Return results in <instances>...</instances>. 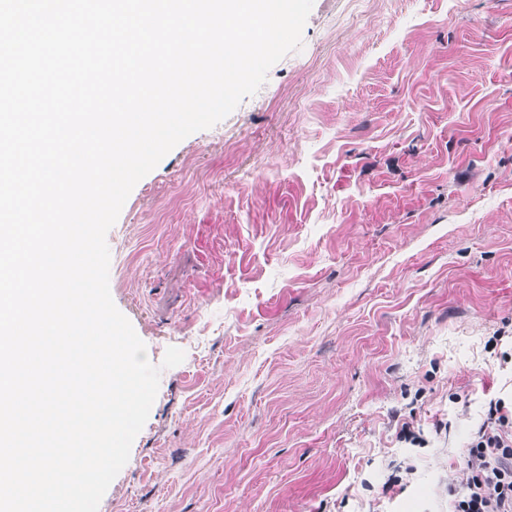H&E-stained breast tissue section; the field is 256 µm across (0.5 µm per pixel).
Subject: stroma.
Returning <instances> with one entry per match:
<instances>
[{"label": "stroma", "instance_id": "1", "mask_svg": "<svg viewBox=\"0 0 512 512\" xmlns=\"http://www.w3.org/2000/svg\"><path fill=\"white\" fill-rule=\"evenodd\" d=\"M106 241L185 359L98 512H449L512 398V0H314Z\"/></svg>", "mask_w": 512, "mask_h": 512}]
</instances>
